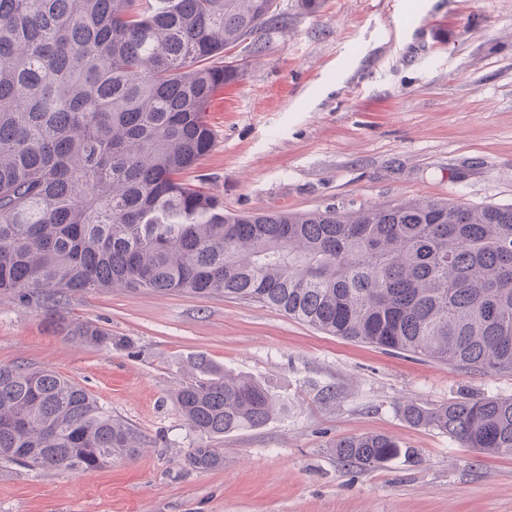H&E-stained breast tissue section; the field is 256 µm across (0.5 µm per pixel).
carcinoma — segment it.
Returning <instances> with one entry per match:
<instances>
[{"label": "carcinoma", "mask_w": 512, "mask_h": 512, "mask_svg": "<svg viewBox=\"0 0 512 512\" xmlns=\"http://www.w3.org/2000/svg\"><path fill=\"white\" fill-rule=\"evenodd\" d=\"M288 32L276 0H0V293L46 300L121 288L258 303L324 333L483 373H512V205L242 214L184 179L214 145L206 112ZM87 345L128 348L92 322ZM175 403L207 439L265 424L277 403L250 376L202 359ZM407 421L512 455V398ZM139 433L51 370L0 365V460L95 471L138 454ZM336 457L373 469L403 449L350 436ZM184 464L224 466L217 448Z\"/></svg>", "instance_id": "cac0c4a2"}]
</instances>
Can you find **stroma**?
I'll use <instances>...</instances> for the list:
<instances>
[{"mask_svg": "<svg viewBox=\"0 0 512 512\" xmlns=\"http://www.w3.org/2000/svg\"><path fill=\"white\" fill-rule=\"evenodd\" d=\"M288 32L207 112L204 187L242 213L411 199L512 204V0H280ZM89 321L130 349L66 338ZM207 359L261 380L265 425L217 440L223 468L184 456L202 438L173 395ZM46 368L86 389L143 449L96 471L0 462V512H512V456H487L402 406L512 398L485 374L326 335L278 311L191 293L105 290L60 301L0 294V365ZM333 401H324L325 392ZM384 434L406 455L365 470L337 440Z\"/></svg>", "mask_w": 512, "mask_h": 512, "instance_id": "obj_1", "label": "stroma"}]
</instances>
